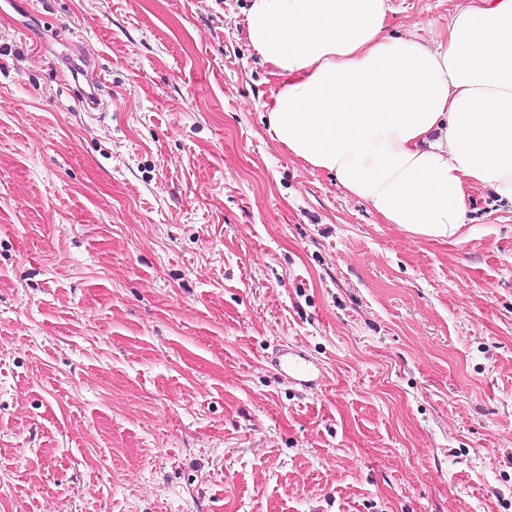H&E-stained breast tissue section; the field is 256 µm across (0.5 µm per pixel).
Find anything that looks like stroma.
<instances>
[{
	"mask_svg": "<svg viewBox=\"0 0 512 512\" xmlns=\"http://www.w3.org/2000/svg\"><path fill=\"white\" fill-rule=\"evenodd\" d=\"M249 3L0 0V512H512V211L290 156Z\"/></svg>",
	"mask_w": 512,
	"mask_h": 512,
	"instance_id": "obj_1",
	"label": "stroma"
}]
</instances>
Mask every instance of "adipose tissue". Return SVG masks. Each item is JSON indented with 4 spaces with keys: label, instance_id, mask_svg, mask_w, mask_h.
Segmentation results:
<instances>
[{
    "label": "adipose tissue",
    "instance_id": "ef3b65f1",
    "mask_svg": "<svg viewBox=\"0 0 512 512\" xmlns=\"http://www.w3.org/2000/svg\"><path fill=\"white\" fill-rule=\"evenodd\" d=\"M389 0H251L250 46L281 82L268 129L385 224L445 241L470 192L512 208V0H464L430 47Z\"/></svg>",
    "mask_w": 512,
    "mask_h": 512
}]
</instances>
